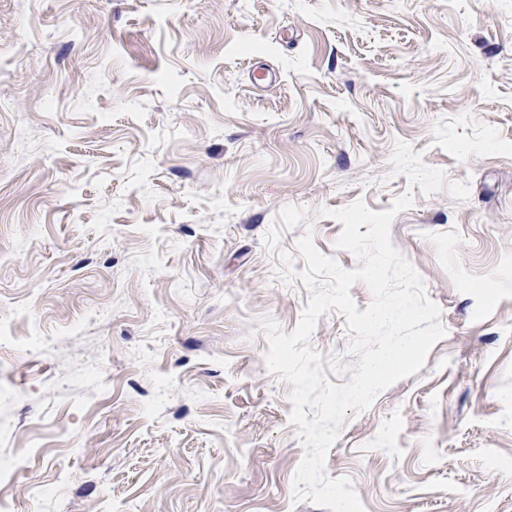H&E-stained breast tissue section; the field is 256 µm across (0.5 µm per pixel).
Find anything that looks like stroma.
<instances>
[{
    "label": "stroma",
    "mask_w": 512,
    "mask_h": 512,
    "mask_svg": "<svg viewBox=\"0 0 512 512\" xmlns=\"http://www.w3.org/2000/svg\"><path fill=\"white\" fill-rule=\"evenodd\" d=\"M398 141L468 198L391 176ZM408 191L445 334L325 470L365 512H512V0H0V500L323 512L264 361L310 297L278 255L354 269L322 209Z\"/></svg>",
    "instance_id": "stroma-1"
}]
</instances>
